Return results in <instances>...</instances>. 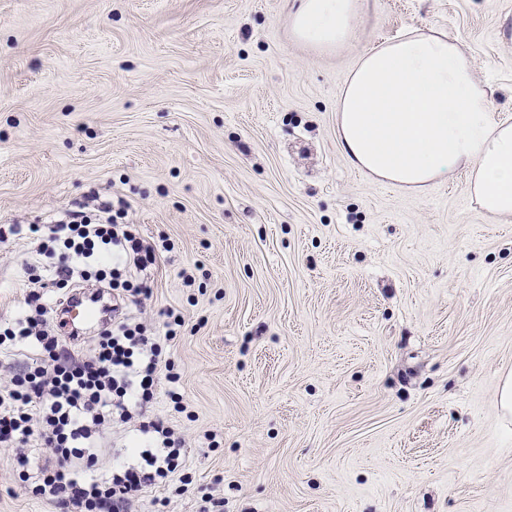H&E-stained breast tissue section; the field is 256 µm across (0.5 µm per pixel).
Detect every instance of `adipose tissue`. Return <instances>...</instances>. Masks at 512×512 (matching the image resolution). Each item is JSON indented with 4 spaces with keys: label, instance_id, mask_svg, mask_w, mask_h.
Here are the masks:
<instances>
[{
    "label": "adipose tissue",
    "instance_id": "obj_1",
    "mask_svg": "<svg viewBox=\"0 0 512 512\" xmlns=\"http://www.w3.org/2000/svg\"><path fill=\"white\" fill-rule=\"evenodd\" d=\"M365 0H296L290 36L321 51L356 37ZM352 164L421 190L466 173L483 211L512 219V120L499 117L461 47L412 31L360 54L336 101Z\"/></svg>",
    "mask_w": 512,
    "mask_h": 512
}]
</instances>
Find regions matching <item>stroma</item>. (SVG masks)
<instances>
[{
	"instance_id": "stroma-1",
	"label": "stroma",
	"mask_w": 512,
	"mask_h": 512,
	"mask_svg": "<svg viewBox=\"0 0 512 512\" xmlns=\"http://www.w3.org/2000/svg\"><path fill=\"white\" fill-rule=\"evenodd\" d=\"M293 0H0V222L89 191L167 238L145 324L186 412L164 512H512V221L465 174L421 193L355 169L336 97L360 53L440 32L512 117V0H367L354 42L288 34ZM36 253L0 242V320ZM194 283L185 286L183 275ZM0 447V512H62Z\"/></svg>"
}]
</instances>
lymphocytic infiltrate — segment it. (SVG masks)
Returning <instances> with one entry per match:
<instances>
[{
  "label": "lymphocytic infiltrate",
  "instance_id": "f902f5d3",
  "mask_svg": "<svg viewBox=\"0 0 512 512\" xmlns=\"http://www.w3.org/2000/svg\"><path fill=\"white\" fill-rule=\"evenodd\" d=\"M128 210L124 199L95 191L50 223L11 229L24 234L40 261L26 269L34 288L25 309L0 328V346L31 351L0 396V447L14 449V468L21 481L30 482L32 494L57 502L64 512H128L146 489L166 485L179 467L182 441L176 430L144 412L170 369L162 345L180 333L181 314L167 310L151 328L113 317L90 353L76 360L64 353L52 310L36 289L40 283L66 287L89 264L110 286L125 281L132 285L131 296L149 295L158 248L127 223ZM109 422L133 428L143 447L138 464H117L97 479L96 448Z\"/></svg>",
  "mask_w": 512,
  "mask_h": 512
}]
</instances>
